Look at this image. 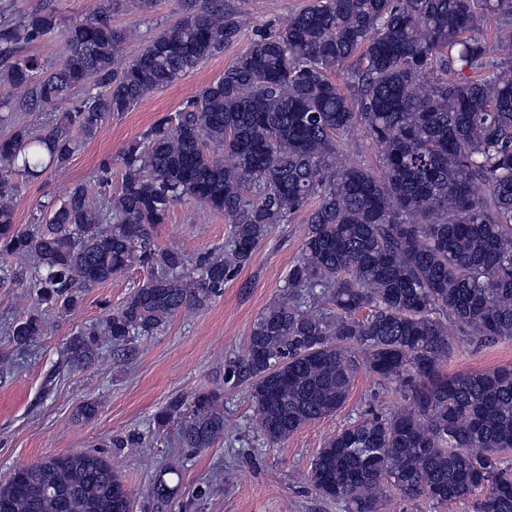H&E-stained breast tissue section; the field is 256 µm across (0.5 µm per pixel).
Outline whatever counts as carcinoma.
Masks as SVG:
<instances>
[{
  "label": "carcinoma",
  "instance_id": "obj_1",
  "mask_svg": "<svg viewBox=\"0 0 512 512\" xmlns=\"http://www.w3.org/2000/svg\"><path fill=\"white\" fill-rule=\"evenodd\" d=\"M179 20L122 67L131 34L100 11L65 27L59 64L21 45L59 28L41 10L0 24V79L10 112L39 114L0 138V285L34 289L33 312L5 328L13 344L43 334V313H69L84 292L133 266L147 277L101 323L66 342L69 363L105 359V347L160 331L182 311L224 293L272 227L306 212L307 231L285 289L250 329L241 365L252 379L257 426L270 445L332 416L364 370L405 406L368 413L328 437L307 482L348 512H381L387 488L472 512H512V364L448 375L459 337L512 338V62L479 80L448 67L486 59L497 43L464 37L490 9L512 44V0H315L263 31L199 93L120 152L121 183L75 184L15 224L20 185L67 166L81 140L129 112L241 33L224 0H178ZM346 67L350 94L331 78ZM68 102L72 111L59 112ZM361 127L381 148V172L340 160L342 137ZM194 201L224 215L227 245L190 254L158 246L170 209ZM181 419L180 444L210 448L224 436L212 393L177 396L154 416ZM169 462L149 485L156 512L174 487ZM0 512H134L112 459L51 455L0 483Z\"/></svg>",
  "mask_w": 512,
  "mask_h": 512
}]
</instances>
